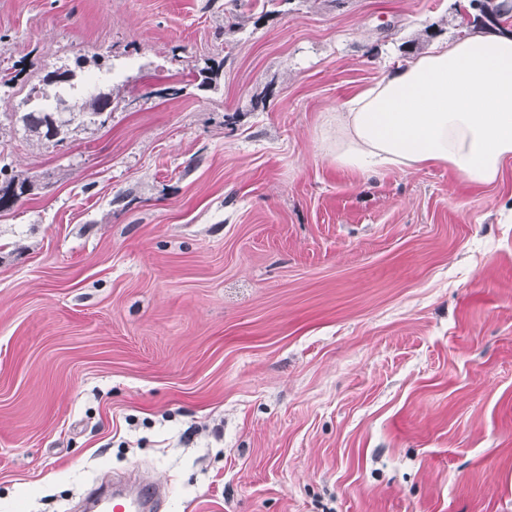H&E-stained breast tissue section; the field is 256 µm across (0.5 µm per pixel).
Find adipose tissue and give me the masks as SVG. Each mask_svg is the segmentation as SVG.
Here are the masks:
<instances>
[{
  "mask_svg": "<svg viewBox=\"0 0 512 512\" xmlns=\"http://www.w3.org/2000/svg\"><path fill=\"white\" fill-rule=\"evenodd\" d=\"M320 148L364 175L442 164L497 182L512 160V36L475 33L383 76L327 114Z\"/></svg>",
  "mask_w": 512,
  "mask_h": 512,
  "instance_id": "1",
  "label": "adipose tissue"
}]
</instances>
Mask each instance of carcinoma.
I'll use <instances>...</instances> for the list:
<instances>
[{"label":"carcinoma","mask_w":512,"mask_h":512,"mask_svg":"<svg viewBox=\"0 0 512 512\" xmlns=\"http://www.w3.org/2000/svg\"><path fill=\"white\" fill-rule=\"evenodd\" d=\"M486 11L496 17L500 25L496 30L501 33L508 31L506 24L512 20V0H484ZM58 112H24L19 117L22 127L41 140L51 141L68 131V127L77 120H92L102 116L112 104L111 97L101 92L91 94L82 103L68 105L58 99ZM30 190V181L11 173L8 165L0 166V208L15 204Z\"/></svg>","instance_id":"cac0c4a2"}]
</instances>
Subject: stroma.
I'll use <instances>...</instances> for the list:
<instances>
[{"label":"stroma","instance_id":"obj_1","mask_svg":"<svg viewBox=\"0 0 512 512\" xmlns=\"http://www.w3.org/2000/svg\"><path fill=\"white\" fill-rule=\"evenodd\" d=\"M456 0H0V512H512V162L374 177L326 113ZM102 70L104 124L19 129ZM215 78L200 85V70ZM28 179L11 173L6 164L0 166V208L14 205L30 190ZM150 487H146L145 490H123L116 489L113 491V497L117 498V502L121 506L111 505L108 502H104L100 508L102 512H144L149 508V503L152 498L153 492Z\"/></svg>","mask_w":512,"mask_h":512}]
</instances>
